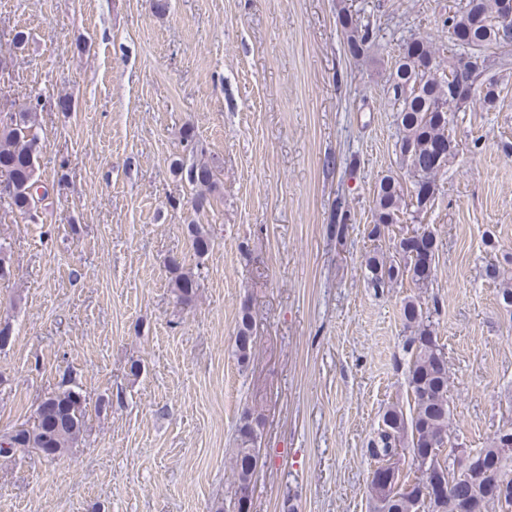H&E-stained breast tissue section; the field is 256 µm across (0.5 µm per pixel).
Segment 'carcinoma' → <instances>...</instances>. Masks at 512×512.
I'll list each match as a JSON object with an SVG mask.
<instances>
[{
    "label": "carcinoma",
    "instance_id": "obj_1",
    "mask_svg": "<svg viewBox=\"0 0 512 512\" xmlns=\"http://www.w3.org/2000/svg\"><path fill=\"white\" fill-rule=\"evenodd\" d=\"M501 0H465L448 11L443 26L450 34H462L465 39L454 41L456 53L448 65V74H438L440 61L432 43L409 39L399 46L398 59L390 75L397 121L403 135L399 143L402 161L413 184L430 181L455 156L456 145L451 135L458 113L479 101L482 108L495 106L500 93L499 79L489 75L493 68H503L512 61V43L500 36ZM339 23L345 33L349 54L360 58L370 50L374 31L344 13ZM36 112L27 107L11 115L10 122L0 125V177L13 185L7 196L11 211L21 215L31 213L45 193L35 174V154L38 134L35 131ZM176 175L196 190L192 201L194 211L201 212L209 204V194L216 187L214 167L205 160L189 165L180 160L173 166ZM435 193L426 197L410 194L405 198L399 182L383 177L374 199V225L371 234L381 235L400 221L408 209L420 214L427 211ZM188 236L198 257L205 256L212 241L200 224L187 225ZM431 247L430 266L422 257H413L403 237L398 252L403 262L396 263L384 256L367 260L370 282L375 288L393 286L409 279L416 287L426 288L431 281L436 252L435 233L424 228L414 233ZM172 289L178 302L188 305L196 296L199 283L195 276L172 261ZM487 280L499 285L498 296L512 307V277L499 261L484 267ZM402 320L410 329L405 350L410 355L407 381L413 396L412 408L404 412L398 404L389 406L382 415L367 451L377 463L372 475H377L387 458L399 448H431L428 466L447 482L442 500L425 505L419 481L407 483L402 490L384 494L375 482H370L374 512H512V499L494 498L488 488L496 482L512 478V453L502 449L512 444V428L498 434L486 447L473 453L468 474L457 472L458 459L453 452L438 457L442 448L454 447L451 408L448 398V358L439 345L429 316L414 298H407L401 307ZM255 343L253 321L243 311L234 338L235 353L240 363H246ZM41 412L30 428L20 427L0 435V456L12 457L19 451L35 449L52 459L63 455L78 443L86 428L87 402L83 395L70 387H62L44 398ZM258 419L249 410L243 412L238 429V448L232 456L234 498L232 512H248L251 506L252 479L260 460L257 448Z\"/></svg>",
    "mask_w": 512,
    "mask_h": 512
}]
</instances>
